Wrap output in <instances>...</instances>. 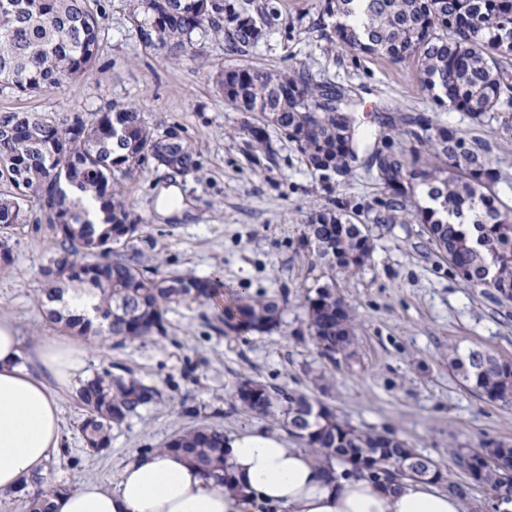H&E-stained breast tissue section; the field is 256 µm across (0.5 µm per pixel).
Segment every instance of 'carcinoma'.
<instances>
[{
  "mask_svg": "<svg viewBox=\"0 0 512 512\" xmlns=\"http://www.w3.org/2000/svg\"><path fill=\"white\" fill-rule=\"evenodd\" d=\"M133 18L145 46L173 57L188 55L199 32L224 36L232 51L263 38L242 0H137ZM327 18L331 30L324 38L331 47L409 64L434 104L448 102L480 123L512 126V0H324L319 23ZM102 25L90 0H0V93L62 91L86 76L99 54ZM217 83L227 105L254 115L248 133L265 150L272 148V129L325 179L347 173L357 154V103L343 86L300 69L249 66L220 73ZM387 125L394 134L380 133L368 154L384 188L375 222L422 225L456 275L493 289L500 302L512 301V198L497 191L503 173L488 144L423 115L390 117ZM150 159L177 174L198 167L190 142L175 134L156 136L134 104L113 105L92 119L81 113H0V230L26 223L36 203L60 239L41 266L49 319L80 336L145 341L166 334L167 306L218 299L224 334L277 329L282 308L274 297L251 296L218 276L150 278L136 260L118 254L115 246L127 245L139 225L130 221L117 177H132ZM83 194L102 204L100 231L82 207ZM304 246L329 270L347 276L372 251L368 230L353 222L342 203L310 213ZM70 291L96 300L106 330L49 307ZM307 302L316 346L334 361L352 342L350 314L336 283L317 287ZM452 365L479 397L512 404L511 362L471 349ZM155 396L130 372L104 369L89 377L78 390L87 450H108L112 430ZM286 401L283 426L321 462L349 463L380 480L404 455V444L389 433L358 431L302 394ZM235 403L266 414L273 394L245 380ZM161 450L181 454L205 478L226 485L223 429L184 430ZM480 457L479 451L452 454L454 465L478 484L484 481ZM20 491L28 512H52V499L67 488L33 476Z\"/></svg>",
  "mask_w": 512,
  "mask_h": 512,
  "instance_id": "1",
  "label": "carcinoma"
}]
</instances>
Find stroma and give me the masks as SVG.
I'll return each mask as SVG.
<instances>
[{
  "label": "stroma",
  "mask_w": 512,
  "mask_h": 512,
  "mask_svg": "<svg viewBox=\"0 0 512 512\" xmlns=\"http://www.w3.org/2000/svg\"><path fill=\"white\" fill-rule=\"evenodd\" d=\"M264 2L248 4L265 30L257 45L232 53L223 37L201 36L195 57L175 60L142 43L131 19L133 0H99L105 20L91 75L62 92L0 94V111L60 117L133 103L157 134L174 132L189 141L197 171L179 176L151 162L125 181L141 227L130 249L142 253L146 270L194 277L218 272L226 283L280 298L284 306L280 327L269 333L225 335L217 308L189 303L167 310L166 336L95 343L87 372L117 365L158 395L113 431L107 452L93 454L82 440L84 410L75 390L60 392L66 446L49 458L45 474L68 487L114 478L134 454L203 424L228 435L246 429L282 434L277 413L284 400L266 416L235 407L238 384L252 379L321 401L359 429L394 432L434 459L448 480L465 485L461 512H491L488 491L470 482L451 454L489 440L512 444V405L480 398L450 361L455 351L473 348L512 362V301L497 302L487 289L455 275L420 225L375 223L382 190L364 159L328 182L288 140L274 138L270 155L251 145L244 132L250 113L225 104L216 76L240 66L306 70L350 91L362 141L377 137L383 113L422 114L490 142L511 177L512 129L480 126L455 108L435 106L413 67L329 49L318 25L319 0H274L270 14ZM172 184L187 208L166 218L158 212L159 195ZM336 201L347 202L355 223L367 225L372 252L356 275L333 280L356 326L348 352L332 361L315 346L306 308L309 291L331 280L301 240L310 210ZM9 234L14 261L0 270V319L14 324L27 348L42 336H64L39 305L40 266L55 246L53 231L34 207L27 223Z\"/></svg>",
  "instance_id": "35a3bbf8"
}]
</instances>
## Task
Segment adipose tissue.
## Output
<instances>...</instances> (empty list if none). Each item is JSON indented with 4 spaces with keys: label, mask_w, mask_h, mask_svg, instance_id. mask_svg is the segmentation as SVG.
<instances>
[{
    "label": "adipose tissue",
    "mask_w": 512,
    "mask_h": 512,
    "mask_svg": "<svg viewBox=\"0 0 512 512\" xmlns=\"http://www.w3.org/2000/svg\"><path fill=\"white\" fill-rule=\"evenodd\" d=\"M27 353L15 326L0 319V492L42 471L61 446L62 418L55 388L76 387L85 375L88 343L72 336L32 347L40 373L23 363ZM233 486L206 480L173 452L135 454L114 485L82 482L55 501V512H460L452 493L415 480L371 482L325 465L277 435L245 431L224 441Z\"/></svg>",
    "instance_id": "obj_1"
}]
</instances>
